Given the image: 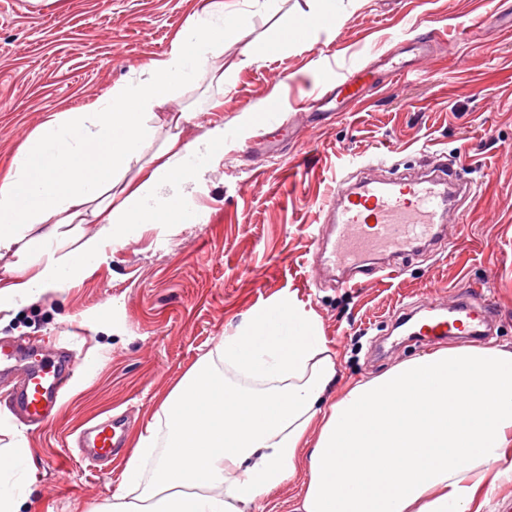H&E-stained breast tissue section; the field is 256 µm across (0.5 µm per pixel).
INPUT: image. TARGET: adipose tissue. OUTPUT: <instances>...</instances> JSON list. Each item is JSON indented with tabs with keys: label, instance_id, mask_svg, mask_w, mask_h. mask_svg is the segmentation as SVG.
<instances>
[{
	"label": "adipose tissue",
	"instance_id": "adipose-tissue-1",
	"mask_svg": "<svg viewBox=\"0 0 512 512\" xmlns=\"http://www.w3.org/2000/svg\"><path fill=\"white\" fill-rule=\"evenodd\" d=\"M239 18L210 0L147 78L32 133L0 178V259L14 275L0 313L83 278L144 225L191 223L223 125L171 136L138 182L120 174L140 162L157 108L208 73ZM336 374L313 312L290 296L255 308L170 392L104 512H254L299 475L298 512H483L496 483L512 482V350L441 349L335 400ZM37 480L25 441L0 448V512H21Z\"/></svg>",
	"mask_w": 512,
	"mask_h": 512
}]
</instances>
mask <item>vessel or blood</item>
<instances>
[{
  "label": "vessel or blood",
  "instance_id": "1",
  "mask_svg": "<svg viewBox=\"0 0 512 512\" xmlns=\"http://www.w3.org/2000/svg\"><path fill=\"white\" fill-rule=\"evenodd\" d=\"M376 71L369 67L344 73L328 88L325 98L343 103L362 100L368 87L378 84ZM468 183L458 181L443 166L434 165L417 176L389 182L367 177L351 182L337 178L336 187L323 206L325 223L332 234L315 230V249H329L331 262L339 268L355 267L364 253L387 248L398 252L416 250L425 241L439 238L448 213L460 198L470 196ZM493 315L492 305L474 294L450 308L447 314L432 317L414 330L418 336H453L463 333L485 336ZM30 344H0V375L14 369L19 359L34 353ZM70 357L61 350L41 360L36 373L26 376L14 395L15 410L30 424L39 425L51 417L67 385ZM125 428L112 419L86 434L85 447L93 456L106 457L124 445Z\"/></svg>",
  "mask_w": 512,
  "mask_h": 512
}]
</instances>
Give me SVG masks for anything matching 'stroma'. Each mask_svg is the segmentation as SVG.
Wrapping results in <instances>:
<instances>
[{
    "mask_svg": "<svg viewBox=\"0 0 512 512\" xmlns=\"http://www.w3.org/2000/svg\"><path fill=\"white\" fill-rule=\"evenodd\" d=\"M205 0H0V177L29 135L56 112L87 110L116 83L146 78ZM247 25L224 45L237 63L223 86L201 80L161 114L191 112L181 138L224 124L231 134L193 194L189 224L143 226L107 250L98 269L49 291L0 327V342H34L48 357L68 346L72 386L57 417L33 427L0 380V448L25 440L39 470L26 512H98L120 488L130 448L103 465L80 460L86 428L128 416L147 433L178 380L249 312L283 295L313 312L337 358L336 392L462 338L396 337L403 306L445 307L478 290L494 308L487 344L512 350V0H337L335 22L281 39L313 0L274 11L237 0ZM434 31L433 54L407 58L418 73L385 75L362 102L310 120L302 104L339 72L372 63L411 31ZM252 41L270 45L242 61ZM276 96L277 130L251 114ZM469 165L473 197L451 214L440 244L397 254L396 277L331 284L310 233L336 178L386 161L401 173L440 161Z\"/></svg>",
    "mask_w": 512,
    "mask_h": 512,
    "instance_id": "stroma-1",
    "label": "stroma"
}]
</instances>
